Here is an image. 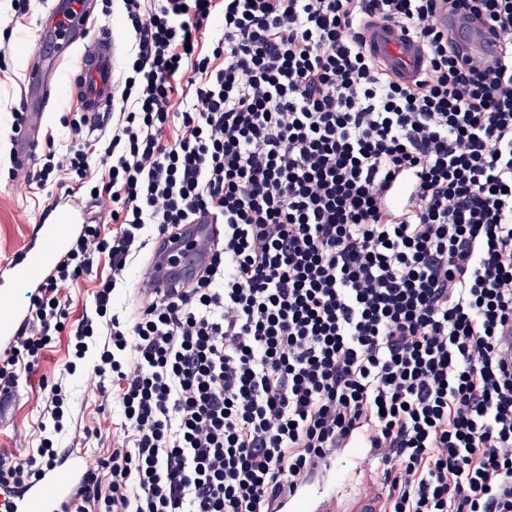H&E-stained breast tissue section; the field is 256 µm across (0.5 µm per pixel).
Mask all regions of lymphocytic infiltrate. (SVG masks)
Returning <instances> with one entry per match:
<instances>
[{
	"instance_id": "lymphocytic-infiltrate-1",
	"label": "lymphocytic infiltrate",
	"mask_w": 512,
	"mask_h": 512,
	"mask_svg": "<svg viewBox=\"0 0 512 512\" xmlns=\"http://www.w3.org/2000/svg\"><path fill=\"white\" fill-rule=\"evenodd\" d=\"M135 57L108 143L68 120L28 175L106 171L109 224L81 225L0 351V390L38 376L60 332L64 375L96 356L102 402L126 440L99 458L75 512H273L367 434L385 512H512V0H123ZM224 13L211 55L203 23ZM488 25L489 60L456 51L441 12ZM418 40L405 84L376 65L365 31ZM181 93L185 106L173 110ZM401 171L403 207L381 193ZM224 225L209 265L128 313L112 294L157 236L196 216ZM111 272L92 314L62 286ZM39 378L52 427L0 484L56 466L70 416L62 377Z\"/></svg>"
}]
</instances>
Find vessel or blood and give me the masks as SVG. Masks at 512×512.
I'll return each mask as SVG.
<instances>
[{
  "instance_id": "obj_1",
  "label": "vessel or blood",
  "mask_w": 512,
  "mask_h": 512,
  "mask_svg": "<svg viewBox=\"0 0 512 512\" xmlns=\"http://www.w3.org/2000/svg\"><path fill=\"white\" fill-rule=\"evenodd\" d=\"M92 0H68L66 10H51L47 30L58 62L74 60V82L84 112L98 117L112 105L116 84V40L109 24L93 19ZM440 27L453 33L462 58L478 60L496 54L499 45L486 26L441 16ZM375 62L400 79L410 82L423 72V49L419 42L391 22H378L366 33ZM80 56H73L74 46ZM51 72L45 66L31 68L25 92L27 123L14 139V154L20 168L35 158L39 130L47 101L54 93ZM88 204L71 197L59 207L49 208L38 228L48 250H29L12 267L14 280H39L50 263L64 256L73 225L83 223ZM224 239V227L216 219L197 220L184 225L178 237L163 236L156 244L147 267L146 290L163 294L185 287L191 271L203 270ZM91 465L85 452H72L63 467L45 472L41 480L24 489L0 485V512H73L74 502Z\"/></svg>"
}]
</instances>
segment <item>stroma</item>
<instances>
[{
    "instance_id": "35a3bbf8",
    "label": "stroma",
    "mask_w": 512,
    "mask_h": 512,
    "mask_svg": "<svg viewBox=\"0 0 512 512\" xmlns=\"http://www.w3.org/2000/svg\"><path fill=\"white\" fill-rule=\"evenodd\" d=\"M28 4L27 15L19 20L14 16L10 0H0V269L27 246L48 206L64 197V189L58 183L40 187L25 178L8 175L13 153L12 113L22 106L30 62L46 56L43 32L50 2L28 0ZM95 16L98 21L110 23L115 32L118 63L128 62L134 37L122 0H98ZM73 70L70 61L60 67L58 94L47 108L41 129L42 135L54 136L61 149L69 145L68 131L61 120L80 109L73 87ZM68 383L73 392V417L62 436L63 445L89 449L95 458L120 447L124 434L112 423V407L100 405L97 377L81 365L69 376ZM43 423V403L37 385L21 386L14 400L0 411V451L25 458L38 447L44 435ZM89 425L99 427L100 438H86L84 429ZM381 470L371 449L349 448L317 472L304 495L308 498L319 493L332 495L341 504L368 490L384 498L388 488Z\"/></svg>"
}]
</instances>
